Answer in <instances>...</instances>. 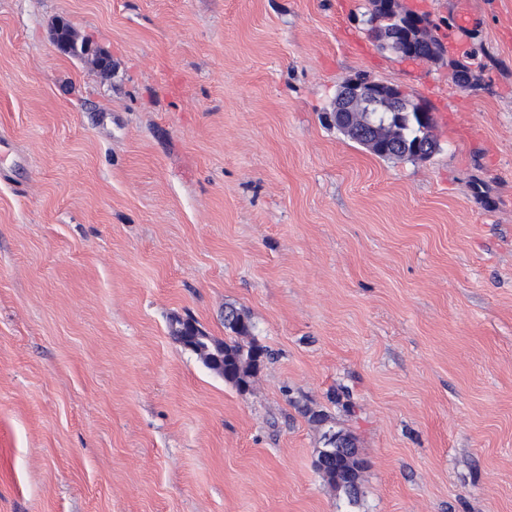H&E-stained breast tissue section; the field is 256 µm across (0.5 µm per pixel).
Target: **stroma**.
<instances>
[{"label":"stroma","mask_w":512,"mask_h":512,"mask_svg":"<svg viewBox=\"0 0 512 512\" xmlns=\"http://www.w3.org/2000/svg\"><path fill=\"white\" fill-rule=\"evenodd\" d=\"M402 3L446 60L366 0H0V512H512V0ZM359 74L430 103V159L330 124ZM228 305L243 392L168 329ZM379 1L382 0H368L369 9L368 14L369 18L367 22L378 21L379 25L383 28H386L396 34L400 39L406 38L407 28L403 25L406 21L405 18H395L390 13L384 11L379 5ZM403 22V23H402ZM412 23V32L409 34V42L414 44L415 54L417 57H424L428 60H439L444 54V48L435 35L430 39V42L425 45H418V43L426 42L431 35L432 25L430 21L420 15L410 14ZM417 57L414 59L416 60ZM52 40L58 51L65 56L78 58L91 57L94 67L102 75H108L111 71L110 58L95 49L88 41L78 44L77 36L71 24L64 18H58L51 29ZM224 325L238 337L247 338L252 335V324L248 315L234 306H228L224 312ZM208 341L212 352H217L223 356L224 360V380L231 383L239 391H243L250 386L252 378L258 372V356L266 359L269 356L268 350L253 342L242 344L238 341L231 343L220 341L210 336ZM262 359L260 362H262ZM328 432L324 434V445L325 448L335 451V454L332 458H323L319 453L316 467L328 485L353 498L358 492L361 471V463L356 454L355 439L348 433L335 431L336 435L332 437V441L336 447L333 448L328 444ZM344 448H353V451L347 452Z\"/></svg>","instance_id":"1"}]
</instances>
